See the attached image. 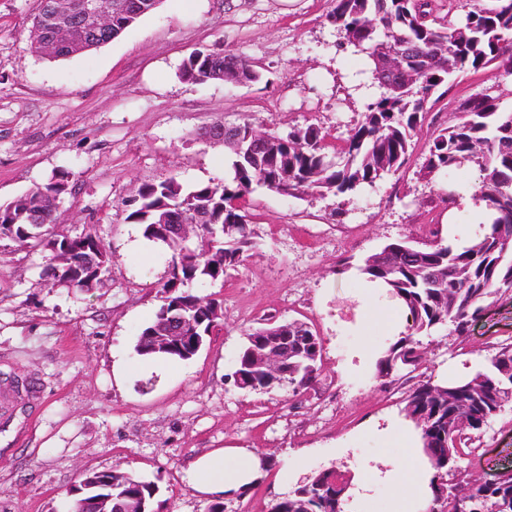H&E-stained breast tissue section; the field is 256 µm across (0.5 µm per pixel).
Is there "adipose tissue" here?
Here are the masks:
<instances>
[{"label": "adipose tissue", "instance_id": "1", "mask_svg": "<svg viewBox=\"0 0 512 512\" xmlns=\"http://www.w3.org/2000/svg\"><path fill=\"white\" fill-rule=\"evenodd\" d=\"M492 212L477 190H469L444 215L449 226L465 224L489 227ZM341 279H359L360 306L356 323L366 340L353 354L358 366L372 369L381 353L372 337L401 336L407 331L408 311L393 297L380 281L349 269L342 271ZM363 436L381 443L382 447L399 445L407 448L406 456L395 458L386 474L394 495L392 512H428L433 500L431 480L433 471L421 451V442L413 424L399 417L385 422H370L362 430ZM261 456L252 448H215L196 458L186 471V478L198 495L210 498L227 496L250 484L261 472Z\"/></svg>", "mask_w": 512, "mask_h": 512}]
</instances>
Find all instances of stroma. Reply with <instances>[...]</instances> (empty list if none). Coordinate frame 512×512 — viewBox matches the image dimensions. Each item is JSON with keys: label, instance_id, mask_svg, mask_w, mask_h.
<instances>
[{"label": "stroma", "instance_id": "35a3bbf8", "mask_svg": "<svg viewBox=\"0 0 512 512\" xmlns=\"http://www.w3.org/2000/svg\"><path fill=\"white\" fill-rule=\"evenodd\" d=\"M39 0H0V205L68 173L55 231H96L111 259L95 288L48 284L44 255L0 240V512H71L68 491L85 474L120 468L155 483L153 512H208L185 479L189 462L213 448H255L269 459L245 494L224 512H269L285 488L290 458L309 449L308 470L347 465L367 454L385 460L402 448L358 439L369 422L399 415L414 381L381 388L375 373L344 371L364 338L337 309H356L353 284L338 270L396 241H423L447 209L444 188L476 186L472 174L423 178L422 154L435 129L455 122L459 99L497 87L512 105V75L484 69L458 77L434 106L409 164L350 202L285 197L256 185L241 202L256 245L224 280H198L193 293L222 303V316L197 355L165 375H138L117 386V358L135 361L142 329L163 303L158 288L170 253L131 249L141 225L124 201L144 182L176 177L184 186L232 177L223 141L203 132L250 121L266 133L320 126L343 143L369 102L355 91L364 57L337 50L330 0H161L99 48L48 60L29 47ZM196 51L240 55L262 79L195 84L181 77ZM300 319L323 342L316 383L299 395L247 393L228 376L244 333L261 319ZM512 340V292L467 336L426 337L425 378L456 365L484 363L490 345ZM28 381L17 393L9 378ZM349 441L337 452L338 441ZM461 465L475 479L491 466L512 468V400L491 420L475 454Z\"/></svg>", "mask_w": 512, "mask_h": 512}]
</instances>
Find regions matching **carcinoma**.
<instances>
[{
	"label": "carcinoma",
	"mask_w": 512,
	"mask_h": 512,
	"mask_svg": "<svg viewBox=\"0 0 512 512\" xmlns=\"http://www.w3.org/2000/svg\"><path fill=\"white\" fill-rule=\"evenodd\" d=\"M160 0H150L140 12L112 16L105 31L93 29L74 2L59 5L73 29L69 41L57 37L58 24L52 4L40 0L33 26L39 40L32 52L48 59L65 58L105 44L120 35ZM329 19L340 35V45L368 59L365 72L375 75L381 62L411 46L397 87L388 90L372 80L376 89L361 118L349 130L344 143L329 149L326 134L309 124L286 135L271 134L272 145L253 148L243 143L232 151L231 182L187 188L175 177L139 185L128 200L129 218L143 225V235L172 251L171 264L181 266L176 285L168 276L161 283L164 304L141 332L135 345L138 355L188 360L195 355L192 339L172 343L163 340L162 315L180 312L193 321L220 309L211 297L193 294L194 280L217 281L239 266L254 247L253 230L238 213L236 201L262 185L284 196L307 194L352 197L373 187L384 175L404 168L414 149L429 110L446 94L457 76L492 68L512 74V0H483L468 8L463 0H331ZM239 69L246 84L261 79L241 56L195 52L184 62L183 78L204 83L221 78L224 60ZM458 121L433 133L420 172L426 178L441 177L469 163L479 173V191L495 218L489 231L470 245L455 248L439 231H430L429 244L418 247L406 241L391 243L369 256L362 271L392 288L411 318L409 333L399 337L378 361L377 378L394 382V375L421 368V336H430L444 325L461 338L470 324L500 291H512V109L502 106L492 93L466 97L458 105ZM68 174L54 176L13 202L0 205V239L45 253L43 275L54 285L82 288V277L105 274L110 256L91 230L57 241L43 242L29 235L30 225L50 224L55 201L67 191ZM207 216L191 246L157 233L155 225L172 215L192 223L197 214ZM282 323L267 322L245 333L236 360L240 390L254 392L263 386L262 375L251 366L258 340L275 332ZM295 343L288 350L286 387L297 395L320 375L322 344L306 322L288 323ZM512 393V342L493 347L486 363L466 380L442 383L425 381L412 387L405 398L404 416L421 430L423 447L434 471L444 478L433 497L431 512H502L505 496L512 497V476L488 489L462 469L459 462L478 450L475 441L484 426L501 409L500 400ZM350 484L349 471L339 466L323 468L305 477L282 496L272 512H338L339 494ZM156 486L118 468L92 472L72 489L74 512H118L130 497L141 512H151Z\"/></svg>",
	"instance_id": "cac0c4a2"
}]
</instances>
